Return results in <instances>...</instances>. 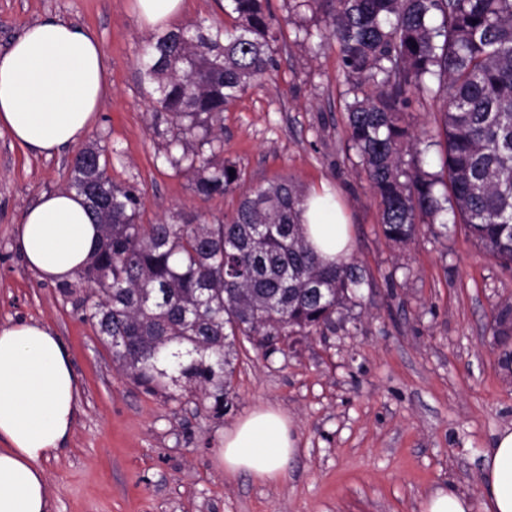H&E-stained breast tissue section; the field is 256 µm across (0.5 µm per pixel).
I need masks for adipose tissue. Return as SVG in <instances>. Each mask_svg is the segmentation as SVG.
Masks as SVG:
<instances>
[{
  "instance_id": "obj_1",
  "label": "adipose tissue",
  "mask_w": 512,
  "mask_h": 512,
  "mask_svg": "<svg viewBox=\"0 0 512 512\" xmlns=\"http://www.w3.org/2000/svg\"><path fill=\"white\" fill-rule=\"evenodd\" d=\"M96 36L57 19L29 26L0 53V130L45 156L81 143L107 96ZM306 240L328 263L349 258L348 225L327 187L308 191ZM100 236L82 196L42 194L22 218L17 246L41 279L68 281L86 266ZM70 358L54 332L35 322L0 326V512H52L41 463L69 436L79 396ZM297 450L291 422L261 405L225 432L226 476L273 483ZM483 512H512V428L499 432L483 467Z\"/></svg>"
}]
</instances>
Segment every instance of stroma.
Masks as SVG:
<instances>
[{
    "label": "stroma",
    "mask_w": 512,
    "mask_h": 512,
    "mask_svg": "<svg viewBox=\"0 0 512 512\" xmlns=\"http://www.w3.org/2000/svg\"><path fill=\"white\" fill-rule=\"evenodd\" d=\"M280 33L275 66L224 113V158L242 186L291 178L336 190L363 276L333 325L262 356L241 342L232 405L213 417L202 396L177 401L121 375L88 317L82 278L41 280L16 247L25 211L64 188L72 150L46 158L0 131V325L37 321L62 341L81 386L73 430L43 460L53 512H421L443 487L481 503L482 458L512 426V270L456 225L389 241L378 201L347 133L339 46L310 49L325 30L302 0H269ZM59 18L93 31L109 93L89 139L107 147L109 173L142 195L138 223L213 221L238 193L207 201L163 158L170 137L140 80L137 53L151 34L134 0H0V51L31 23ZM271 405L292 422L295 457L280 481L228 478L224 433Z\"/></svg>",
    "instance_id": "35a3bbf8"
}]
</instances>
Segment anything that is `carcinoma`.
I'll use <instances>...</instances> for the list:
<instances>
[{
  "label": "carcinoma",
  "instance_id": "1",
  "mask_svg": "<svg viewBox=\"0 0 512 512\" xmlns=\"http://www.w3.org/2000/svg\"><path fill=\"white\" fill-rule=\"evenodd\" d=\"M308 3L340 48L354 92L349 141L385 237L408 244L422 224H463L512 269V0ZM224 12L235 25L156 32L138 59L154 111L170 117L165 159L203 200L240 188L224 161V109L270 71L278 40L266 0H227ZM426 98L442 101L439 175L403 161L434 145L403 122ZM67 189L101 229L82 276L99 296L90 319L112 362L168 400L202 393L216 416L229 405L237 342L282 352L334 324L361 284L352 260L328 264L305 240V194L291 179L243 190L211 223L137 224L139 192L112 181L106 147L92 142L75 152Z\"/></svg>",
  "mask_w": 512,
  "mask_h": 512
}]
</instances>
